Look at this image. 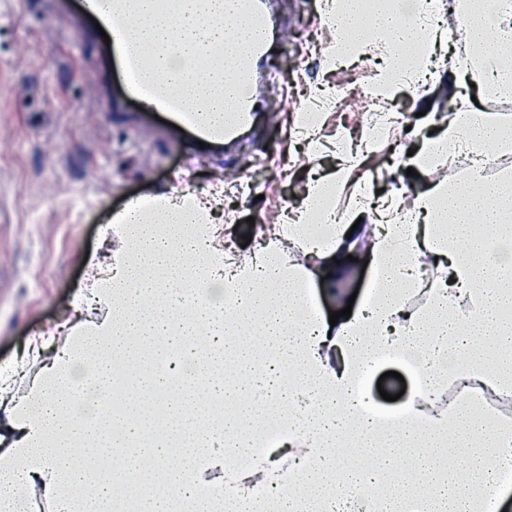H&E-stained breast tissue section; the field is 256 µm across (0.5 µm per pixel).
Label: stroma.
I'll list each match as a JSON object with an SVG mask.
<instances>
[{
	"label": "stroma",
	"mask_w": 512,
	"mask_h": 512,
	"mask_svg": "<svg viewBox=\"0 0 512 512\" xmlns=\"http://www.w3.org/2000/svg\"><path fill=\"white\" fill-rule=\"evenodd\" d=\"M326 0H278L286 30L268 61L266 120L233 152L195 145L168 118H156L128 97L112 54L95 28L76 34L80 0H0V369L9 368L28 338L66 318L87 273L86 259L104 254L101 232L130 202L192 185L207 191L216 171L234 178L225 163L250 167L252 188L224 216L242 243L255 226L276 224L307 193V172L338 164L336 142L359 136L370 114L400 113L371 149L358 182L336 199L350 210L364 185L398 193L405 210L429 184L392 161L394 145L418 146L453 118L459 90L450 73L464 55L459 43L441 41L427 82L403 84L369 97L371 76L356 58L333 73L322 68V50L335 34L324 22ZM325 84L341 94L323 117L321 152L307 161L294 136L298 113L310 104L307 86ZM366 235L351 253L316 260L310 297L319 315L346 308L355 290H367ZM340 276L338 292L321 273ZM413 370L397 360L372 371L368 393L388 413L401 388H414Z\"/></svg>",
	"instance_id": "35a3bbf8"
}]
</instances>
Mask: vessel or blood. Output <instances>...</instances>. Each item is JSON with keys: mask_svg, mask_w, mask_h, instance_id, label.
I'll list each match as a JSON object with an SVG mask.
<instances>
[{"mask_svg": "<svg viewBox=\"0 0 512 512\" xmlns=\"http://www.w3.org/2000/svg\"><path fill=\"white\" fill-rule=\"evenodd\" d=\"M92 15L105 28L112 47L119 52L125 86L144 107L165 113L177 125L199 140H217L232 145L255 123L262 111L261 88L265 65L272 49L283 38L273 6L276 0H226V13L242 12L255 36L247 52L236 61L237 90L230 99L231 110L216 119L209 110L193 103L187 94L164 88L156 69L162 68L169 45L155 39L132 41L127 30L144 7L156 13H172L183 0H91Z\"/></svg>", "mask_w": 512, "mask_h": 512, "instance_id": "obj_1", "label": "vessel or blood"}]
</instances>
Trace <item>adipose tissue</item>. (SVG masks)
<instances>
[{
	"mask_svg": "<svg viewBox=\"0 0 512 512\" xmlns=\"http://www.w3.org/2000/svg\"><path fill=\"white\" fill-rule=\"evenodd\" d=\"M404 0H384L380 11L358 15L330 0L325 22L341 32L357 22L376 32L358 45L336 42L323 68L355 50L385 60L373 89L388 94L413 79L422 60L401 56L405 46L435 47L438 28L403 20ZM473 49L458 78H479L485 92L512 94V0H457ZM224 0H191L173 15L146 13L135 24L143 37L174 35L172 69L188 93L206 84L190 58L223 41L207 12ZM470 171L435 178L457 152ZM512 151V125L461 105L438 134L424 139L410 165L432 180L405 215L397 198L370 201L380 229L370 248L372 284L350 318L329 324L305 311L313 272L287 259L296 246L322 258L354 247V219L337 213L335 198L363 164L344 153L334 172L311 179L300 205L281 223L260 231L253 250L239 256L224 240V186L199 194L185 188L135 202L103 231L110 248L92 267L90 286L74 315L39 331L25 344L12 372L0 375V478L10 501L26 512H113L128 492L120 471H139L138 512H172L173 499L189 512H237L235 498L201 496L209 475L247 484L258 477L242 457L273 426L287 428L286 456L268 455L270 470L287 462L294 483L257 512H348L347 491L366 492L369 512H491L512 493L501 481L512 466V172L482 174L493 153ZM335 226L322 236L318 222ZM430 267L432 276L420 271ZM202 276L210 303L187 301L189 274ZM425 294L424 306L410 307ZM163 356L166 373L151 369ZM414 368V393L394 413L379 411L366 378L384 358ZM105 386L127 380L129 419L108 415L84 424L72 412L79 372ZM456 377L460 393L449 404L436 396ZM171 409L162 421L168 440L154 435L158 398ZM141 453L120 466L102 459L124 439ZM182 448L175 456L167 443ZM364 453L361 467L339 460L337 446Z\"/></svg>",
	"mask_w": 512,
	"mask_h": 512,
	"instance_id": "obj_1",
	"label": "adipose tissue"
}]
</instances>
